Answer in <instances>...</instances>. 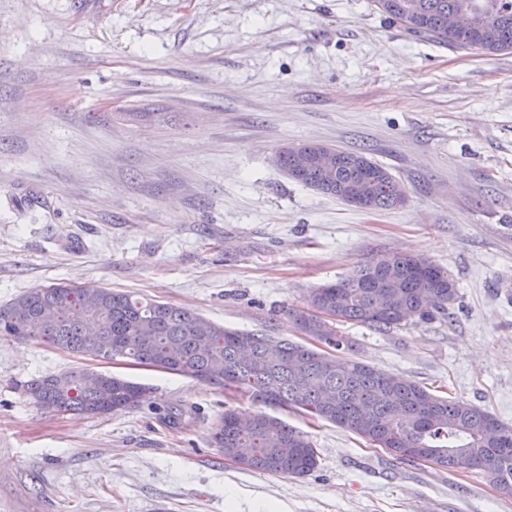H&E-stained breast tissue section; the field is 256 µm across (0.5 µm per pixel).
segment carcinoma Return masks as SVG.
I'll list each match as a JSON object with an SVG mask.
<instances>
[{"label": "carcinoma", "mask_w": 512, "mask_h": 512, "mask_svg": "<svg viewBox=\"0 0 512 512\" xmlns=\"http://www.w3.org/2000/svg\"><path fill=\"white\" fill-rule=\"evenodd\" d=\"M375 9L405 30L442 45L485 54L512 52V0H371ZM464 8L478 21L468 30L448 28V15ZM307 162L299 167L286 152L280 168L328 196L347 201L348 192L367 195L372 211L398 205L393 174L363 153L339 152L324 168L316 162L319 144H298ZM434 273L427 284L439 298L421 302L417 267ZM453 277L444 268L412 253L372 256L357 275L313 289L318 310L341 308L342 319L390 331L415 318L448 314L456 299ZM299 329L336 350L348 341L333 329L322 330L312 316L292 315ZM0 336L36 338L73 353L104 360L125 358L136 364L186 374L226 389L248 393L265 405L289 407L346 428L372 444L383 443L398 458H423L448 470L485 473L500 492L512 495V428L463 399L429 392L397 374L357 360L337 357L278 336L224 328L196 312L145 300L112 288L85 290L67 285L31 288L0 307ZM85 371L40 376L20 385L39 409L107 415L136 406L144 386L99 373L88 386ZM194 407L166 406L158 419L178 429L195 418ZM210 440L225 458L242 457L248 467L271 474L303 476L318 466L309 437L262 411L224 409L211 427Z\"/></svg>", "instance_id": "cac0c4a2"}]
</instances>
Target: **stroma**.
Returning a JSON list of instances; mask_svg holds the SVG:
<instances>
[{
    "mask_svg": "<svg viewBox=\"0 0 512 512\" xmlns=\"http://www.w3.org/2000/svg\"><path fill=\"white\" fill-rule=\"evenodd\" d=\"M364 152L405 189L365 211L275 163ZM451 273L449 315L349 355L512 425V53L408 33L370 0H0V307L37 286L112 288L314 346L283 309L366 257ZM73 369L145 385L106 417L47 413L20 382ZM250 395L119 358L0 337V512H512L478 470L397 459L294 410L319 465L288 477L210 444ZM196 406L172 430L156 408Z\"/></svg>",
    "mask_w": 512,
    "mask_h": 512,
    "instance_id": "stroma-1",
    "label": "stroma"
}]
</instances>
